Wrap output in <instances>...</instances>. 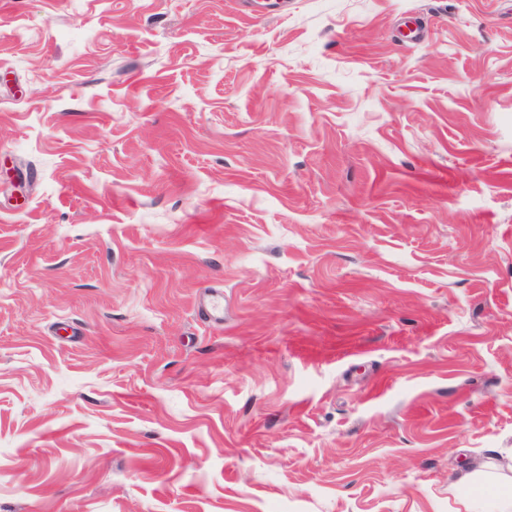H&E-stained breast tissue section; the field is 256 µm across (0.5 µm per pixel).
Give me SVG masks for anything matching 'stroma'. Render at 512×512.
Masks as SVG:
<instances>
[{
	"label": "stroma",
	"instance_id": "stroma-1",
	"mask_svg": "<svg viewBox=\"0 0 512 512\" xmlns=\"http://www.w3.org/2000/svg\"><path fill=\"white\" fill-rule=\"evenodd\" d=\"M491 456L512 0H0V512H455Z\"/></svg>",
	"mask_w": 512,
	"mask_h": 512
}]
</instances>
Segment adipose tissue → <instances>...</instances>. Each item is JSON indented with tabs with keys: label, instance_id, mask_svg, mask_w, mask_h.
<instances>
[{
	"label": "adipose tissue",
	"instance_id": "ef3b65f1",
	"mask_svg": "<svg viewBox=\"0 0 512 512\" xmlns=\"http://www.w3.org/2000/svg\"><path fill=\"white\" fill-rule=\"evenodd\" d=\"M460 483L457 512H512V493L504 490V480L493 463L465 474Z\"/></svg>",
	"mask_w": 512,
	"mask_h": 512
}]
</instances>
